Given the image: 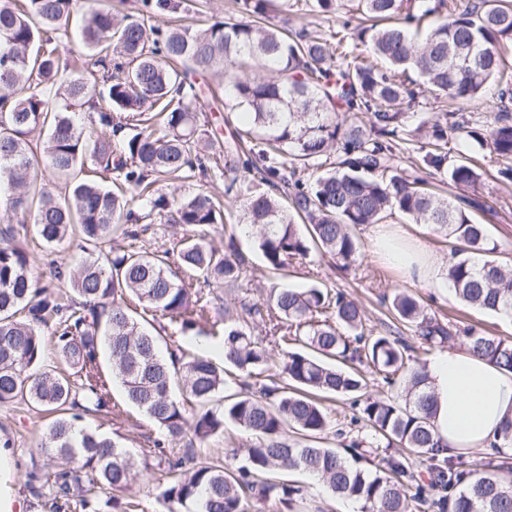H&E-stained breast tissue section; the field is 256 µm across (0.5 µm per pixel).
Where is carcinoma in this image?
<instances>
[{"mask_svg":"<svg viewBox=\"0 0 512 512\" xmlns=\"http://www.w3.org/2000/svg\"><path fill=\"white\" fill-rule=\"evenodd\" d=\"M18 9L0 0V207L32 226L46 247L72 233L97 255L51 276L69 282L73 296L51 290L31 272L30 254L15 243L12 226L0 228V403L32 401L54 414L42 450L51 473H29L40 498L51 485V508H91L95 489H128L135 461L108 437L66 415L76 396L95 408L111 402L103 371L108 357L125 401L174 441L185 432L186 409L177 387L196 403L194 437L204 442L228 424L256 435L238 467L194 462L192 450L168 460L160 497L196 512H246L249 498L278 500L287 510L300 487L272 477L301 471L324 481L336 496L361 502L360 512H512V484L488 460L465 465L439 458L431 419L425 361L415 355L459 339L475 356L512 370V342L469 329L458 336L448 321L427 313L404 290L392 301L401 329L366 334L364 313L347 294L312 285L271 288L264 304H243L231 316L217 306L211 285L239 286L244 257L229 234L215 249L209 229L224 223V199L241 203L242 223L256 230L267 268L318 252L343 268L361 256L357 227L400 213L454 241L448 281L456 297L479 310L512 318V273L496 256L500 244L473 220L484 208L478 195L439 194L424 175L439 174L455 188L473 187L479 174L467 155L448 163V130L463 143L486 147L512 162V113L495 112L474 126L466 116L451 124L438 116L408 128L401 105L421 85L440 102H476L493 85L512 100V0H359V24L340 25L330 38L269 22L273 0H236L240 19L216 20L194 32L147 26L87 0L80 38L88 57L63 59L57 39L66 34L72 0H26ZM339 62L326 65L331 41ZM100 70L101 102L93 104L94 130L83 131L76 109L94 96ZM224 71V108L243 110L245 129L232 131L233 147L212 150L203 139L204 103L192 74ZM428 129V141L414 142ZM46 133L42 152L29 136ZM421 153V174L393 169L396 150ZM338 162H331V157ZM257 171L261 185L238 178ZM317 172L313 182L305 172ZM67 179L64 195L43 184V172ZM199 177L224 180V199L205 193L176 197L162 184ZM183 224L194 234L176 250L138 246L156 219ZM127 247L112 249V236ZM162 317L181 338L202 323L224 350V367L182 344L164 358L163 336L150 320ZM269 321L265 336L251 330ZM418 340L413 346L402 328ZM55 359L72 369L49 368L44 336ZM282 358L270 385L247 381ZM386 389L367 394L368 375ZM345 397L359 409L360 443L378 462L357 466L358 449L325 448L331 419L323 400ZM302 441L290 443L286 428ZM427 462V479L409 470L407 456Z\"/></svg>","mask_w":512,"mask_h":512,"instance_id":"obj_1","label":"carcinoma"}]
</instances>
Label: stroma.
<instances>
[{
    "instance_id": "35a3bbf8",
    "label": "stroma",
    "mask_w": 512,
    "mask_h": 512,
    "mask_svg": "<svg viewBox=\"0 0 512 512\" xmlns=\"http://www.w3.org/2000/svg\"><path fill=\"white\" fill-rule=\"evenodd\" d=\"M178 3L176 13L159 12L143 16L145 23L161 26L175 17L195 30L216 20H235L239 17L234 0H178ZM357 6L358 0H342L339 15L325 16L313 10L312 0H288L283 17L295 28L326 37L339 23L355 21ZM472 158L481 175L475 192L487 205L486 210L474 212L473 218L487 225L491 237L503 247L502 253L497 256L499 263L512 269V182L501 180L499 171L505 163L489 151H473ZM373 231L370 225L360 227L358 234L362 254L356 265L344 270L328 257L296 259L288 269V285L305 288L317 284L343 291L359 303L368 328L377 332L383 331L391 320L386 299L404 289L417 294L430 313L451 321L458 328L471 327L512 340V320L463 306L454 295L443 293L433 285L406 279L400 266L379 261L372 252ZM16 241L30 252L32 272L38 277L47 272L49 263L68 269L86 257L75 235L50 253L44 252L28 235H17ZM236 244L248 261L247 277L241 287L220 286L216 289L225 305L234 312L240 310L242 302H262L267 298L271 286L278 281L258 251L254 235L238 233ZM122 401L123 390L116 383L112 386L111 406L97 411L84 409L80 405L75 408L84 425L117 439L133 452L136 462L129 489L110 494L108 501L99 502L98 508L100 512H121L124 502L135 498L140 501L144 512H170V504L160 498L157 489L158 478L166 474L165 459L160 455L146 457L142 454L143 449L162 438L163 433L137 410H129L123 416L117 415L113 407ZM52 419V414L34 403L15 401L0 404V436L7 438L12 446L11 486L23 499L25 512H49L30 492L28 475L43 464L41 445ZM254 442L255 438L249 432L229 426L223 433L204 442L194 440L192 434H184L176 446L180 449L193 448L199 459L229 464L234 456L244 455L246 448ZM293 479L305 489L304 498L296 503L294 512H346L347 502L333 496L322 481L313 480L305 473L294 474Z\"/></svg>"
}]
</instances>
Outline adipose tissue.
<instances>
[{
  "label": "adipose tissue",
  "instance_id": "1",
  "mask_svg": "<svg viewBox=\"0 0 512 512\" xmlns=\"http://www.w3.org/2000/svg\"><path fill=\"white\" fill-rule=\"evenodd\" d=\"M373 248L378 258L400 265L409 280L448 283L447 267L400 226L376 230ZM424 371L436 398L432 424L440 456L487 448L502 423L512 419V372L452 347L436 350Z\"/></svg>",
  "mask_w": 512,
  "mask_h": 512
}]
</instances>
